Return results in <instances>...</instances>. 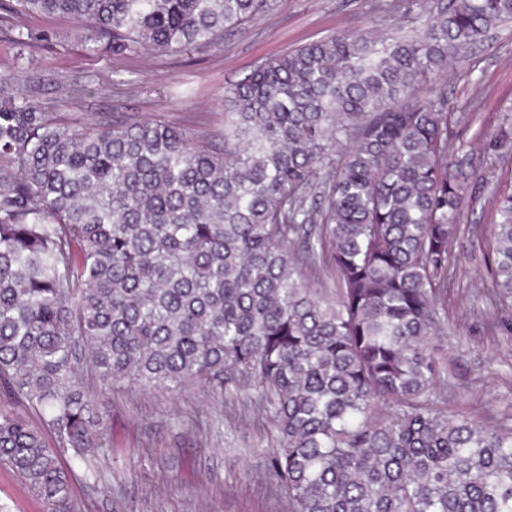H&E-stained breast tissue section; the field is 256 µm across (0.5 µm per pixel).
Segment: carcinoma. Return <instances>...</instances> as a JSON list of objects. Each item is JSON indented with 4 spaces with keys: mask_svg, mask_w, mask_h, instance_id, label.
I'll return each mask as SVG.
<instances>
[{
    "mask_svg": "<svg viewBox=\"0 0 512 512\" xmlns=\"http://www.w3.org/2000/svg\"><path fill=\"white\" fill-rule=\"evenodd\" d=\"M116 56L220 52L275 0H17ZM409 36L344 30L224 86V142L134 113L62 124L0 70V465L44 512H79L110 458L103 391H257L288 512H512V424L438 405L449 255L481 180L443 87L512 0H424ZM512 150V124L486 137ZM492 304L512 310V193L494 202ZM329 279L331 288H314Z\"/></svg>",
    "mask_w": 512,
    "mask_h": 512,
    "instance_id": "carcinoma-1",
    "label": "carcinoma"
}]
</instances>
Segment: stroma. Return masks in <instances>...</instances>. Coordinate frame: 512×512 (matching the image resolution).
Returning <instances> with one entry per match:
<instances>
[{
    "label": "stroma",
    "instance_id": "stroma-1",
    "mask_svg": "<svg viewBox=\"0 0 512 512\" xmlns=\"http://www.w3.org/2000/svg\"><path fill=\"white\" fill-rule=\"evenodd\" d=\"M383 2L276 0L272 11L226 34L222 52L179 56L95 54L71 35L68 19L37 18L32 27L53 37L31 49L17 92L64 122L135 112L219 145L225 85L266 60L350 27H417L419 0H398L391 12ZM77 80L89 88L79 99L71 96ZM443 83L448 109L460 119L456 141L486 178L464 207L452 244L447 340L456 376L445 399L459 413L512 417V315L491 304L484 262L494 198L512 192V154L483 153L484 138L512 118V24L492 31ZM85 388L108 416L116 476L91 489L83 474L75 475L73 498L82 512H288L268 467L276 432L257 412L253 390L217 398L197 387L172 394L125 384L104 396L91 373Z\"/></svg>",
    "mask_w": 512,
    "mask_h": 512
}]
</instances>
